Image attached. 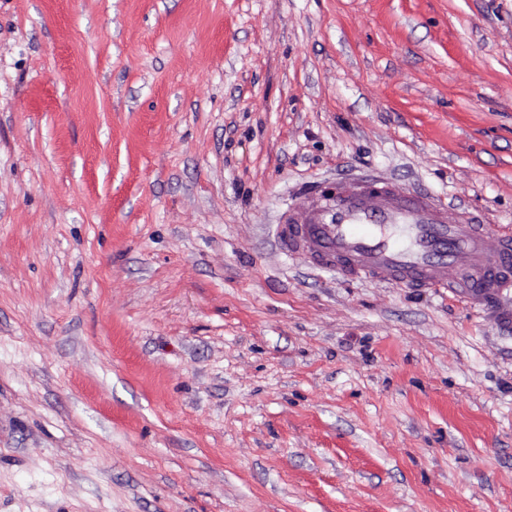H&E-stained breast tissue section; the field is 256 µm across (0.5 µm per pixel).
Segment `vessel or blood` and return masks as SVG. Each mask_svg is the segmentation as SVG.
Masks as SVG:
<instances>
[{"instance_id": "vessel-or-blood-1", "label": "vessel or blood", "mask_w": 512, "mask_h": 512, "mask_svg": "<svg viewBox=\"0 0 512 512\" xmlns=\"http://www.w3.org/2000/svg\"><path fill=\"white\" fill-rule=\"evenodd\" d=\"M482 224L449 223L429 198L374 181L302 200L279 225L286 250L313 266L412 288H456L485 302L512 291V234L485 250Z\"/></svg>"}]
</instances>
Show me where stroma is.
I'll use <instances>...</instances> for the list:
<instances>
[{"instance_id":"35a3bbf8","label":"stroma","mask_w":512,"mask_h":512,"mask_svg":"<svg viewBox=\"0 0 512 512\" xmlns=\"http://www.w3.org/2000/svg\"><path fill=\"white\" fill-rule=\"evenodd\" d=\"M364 175L512 231V0H0V512H512V327L278 245Z\"/></svg>"}]
</instances>
